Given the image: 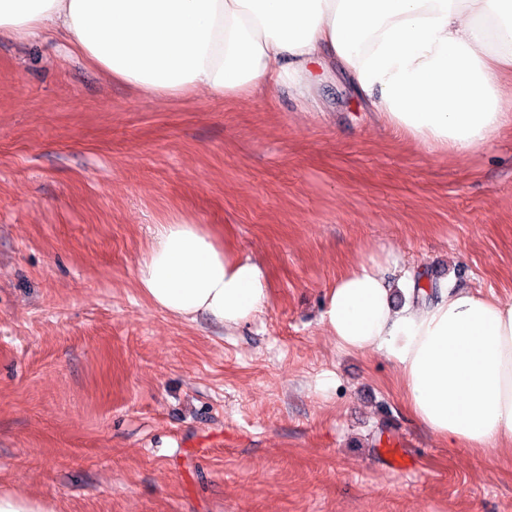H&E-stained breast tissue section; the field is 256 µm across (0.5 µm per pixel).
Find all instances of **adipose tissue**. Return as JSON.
<instances>
[{
	"instance_id": "ef3b65f1",
	"label": "adipose tissue",
	"mask_w": 512,
	"mask_h": 512,
	"mask_svg": "<svg viewBox=\"0 0 512 512\" xmlns=\"http://www.w3.org/2000/svg\"><path fill=\"white\" fill-rule=\"evenodd\" d=\"M61 31L108 78L155 98L246 97L287 87L305 98L342 71L399 137L464 155L512 112V0H0V37ZM395 304L377 262L326 292L322 322L344 349L399 369L414 417L476 450L512 447V302L404 276ZM137 284L180 320L208 315L234 329L270 302L267 273L206 226H154Z\"/></svg>"
}]
</instances>
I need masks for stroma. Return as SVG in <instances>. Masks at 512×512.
<instances>
[{"mask_svg":"<svg viewBox=\"0 0 512 512\" xmlns=\"http://www.w3.org/2000/svg\"><path fill=\"white\" fill-rule=\"evenodd\" d=\"M266 269L234 330L156 310L153 224ZM369 259L512 302V128L467 155L310 98L158 100L57 35L0 40V490L56 512H512V456L450 446L394 364L341 349L327 288ZM408 467L390 469L388 437Z\"/></svg>","mask_w":512,"mask_h":512,"instance_id":"35a3bbf8","label":"stroma"}]
</instances>
